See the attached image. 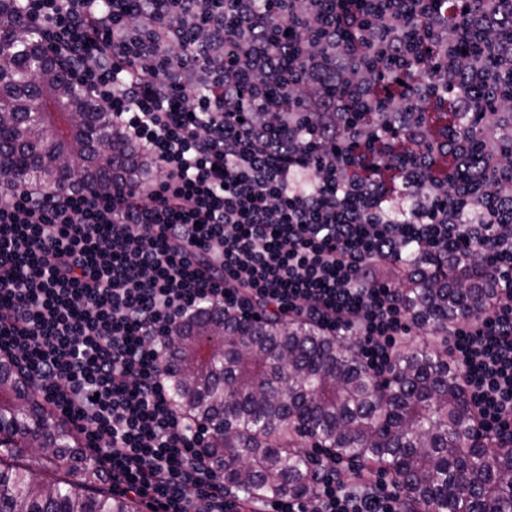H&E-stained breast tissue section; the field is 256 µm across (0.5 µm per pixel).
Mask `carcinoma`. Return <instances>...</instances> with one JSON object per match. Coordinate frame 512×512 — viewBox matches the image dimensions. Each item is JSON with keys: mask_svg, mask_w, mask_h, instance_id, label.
<instances>
[{"mask_svg": "<svg viewBox=\"0 0 512 512\" xmlns=\"http://www.w3.org/2000/svg\"><path fill=\"white\" fill-rule=\"evenodd\" d=\"M14 0H0V177L56 193L108 187L143 174L150 161L112 132L109 112L84 93L25 30ZM448 29L475 48L470 18ZM494 89L471 91L464 128L473 147L492 115ZM410 308L428 339L407 341L388 377L372 374L356 346L305 323L238 321L211 309L178 324L166 368L174 404L209 425L205 446L224 484L249 498L314 496V457L302 440L367 470H389L408 512H512V448L480 440L460 376L448 363V322L467 311L443 288L404 268ZM50 417L30 381L0 357V512H138L136 501L96 486L70 426ZM66 477L44 482L40 472Z\"/></svg>", "mask_w": 512, "mask_h": 512, "instance_id": "1", "label": "carcinoma"}]
</instances>
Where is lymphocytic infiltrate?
<instances>
[{
    "mask_svg": "<svg viewBox=\"0 0 512 512\" xmlns=\"http://www.w3.org/2000/svg\"><path fill=\"white\" fill-rule=\"evenodd\" d=\"M21 2L154 166L109 192L0 180V354L75 426L114 492L155 512H406L396 479L362 475L354 491L326 455L313 498L231 496L164 377L171 328L200 306L358 337L385 374L413 325L396 276L406 257L416 280L445 256L483 273L482 308L449 325L448 356L480 437L512 447V167L498 131L512 87L479 150L460 129L470 87L512 55L497 0H423L417 41L399 0L371 14L365 0L329 14L320 0H224L220 15L142 0L128 17L111 0ZM454 13L473 14L480 54L449 42ZM469 211L478 223L462 222Z\"/></svg>",
    "mask_w": 512,
    "mask_h": 512,
    "instance_id": "f902f5d3",
    "label": "lymphocytic infiltrate"
}]
</instances>
